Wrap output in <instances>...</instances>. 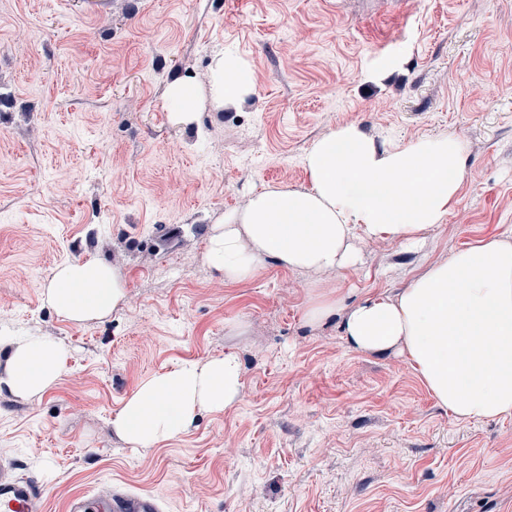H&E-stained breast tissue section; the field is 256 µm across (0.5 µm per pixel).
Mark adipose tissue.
<instances>
[{
  "label": "adipose tissue",
  "instance_id": "1",
  "mask_svg": "<svg viewBox=\"0 0 512 512\" xmlns=\"http://www.w3.org/2000/svg\"><path fill=\"white\" fill-rule=\"evenodd\" d=\"M254 90L248 63L233 54L212 66L211 102L222 109ZM465 146L454 134L378 148L357 126L315 142L304 158L311 187L268 189L216 225L204 259L225 281L254 277L265 259L291 270L341 272L361 261L358 240L380 238L415 251L442 223L464 173ZM114 268L91 258L58 266L44 287L60 315L85 321L125 299ZM341 329L350 348L405 357L436 400L460 422L512 415V240L482 239L429 265L394 297L353 305ZM48 338L16 342L0 384L20 397L51 387L65 366ZM242 390L235 355L186 361L144 378L112 419L129 445L178 437L203 410L236 405Z\"/></svg>",
  "mask_w": 512,
  "mask_h": 512
}]
</instances>
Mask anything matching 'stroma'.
I'll return each mask as SVG.
<instances>
[{
  "instance_id": "1",
  "label": "stroma",
  "mask_w": 512,
  "mask_h": 512,
  "mask_svg": "<svg viewBox=\"0 0 512 512\" xmlns=\"http://www.w3.org/2000/svg\"><path fill=\"white\" fill-rule=\"evenodd\" d=\"M255 88L210 101L213 59ZM193 83L190 124L171 84ZM354 124L378 148L456 134L463 181L419 252L361 243L341 273L273 259L244 282L204 261L214 224L269 186L309 188L313 144ZM512 235V0H0V372L10 343L63 346L56 383L0 390V460L46 512L110 487L163 512H512V416L456 421L408 362L356 352L346 304L408 288L433 262ZM95 258L126 300L71 321L54 268ZM236 354L241 397L177 438L125 443L111 420L142 378ZM340 297L330 298L322 296L307 309L305 316L309 322L318 323L329 317L337 308L342 305Z\"/></svg>"
}]
</instances>
